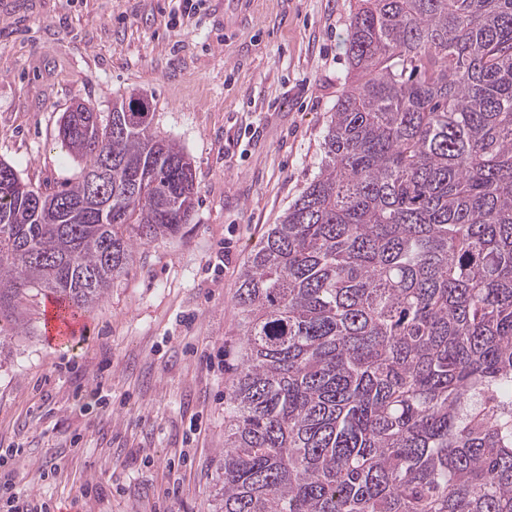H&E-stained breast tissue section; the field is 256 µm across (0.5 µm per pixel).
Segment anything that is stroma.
Here are the masks:
<instances>
[{"label":"stroma","instance_id":"1","mask_svg":"<svg viewBox=\"0 0 512 512\" xmlns=\"http://www.w3.org/2000/svg\"><path fill=\"white\" fill-rule=\"evenodd\" d=\"M357 2L0 0V160L56 187L79 171L58 137L73 102L141 94L195 172L188 224L139 248L75 335L49 339L34 288L0 334V447L23 448L15 482L53 512H207L239 274L319 171Z\"/></svg>","mask_w":512,"mask_h":512}]
</instances>
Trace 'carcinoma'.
I'll return each instance as SVG.
<instances>
[{
  "label": "carcinoma",
  "mask_w": 512,
  "mask_h": 512,
  "mask_svg": "<svg viewBox=\"0 0 512 512\" xmlns=\"http://www.w3.org/2000/svg\"><path fill=\"white\" fill-rule=\"evenodd\" d=\"M347 56L319 172L239 275L211 512H512V0H360ZM122 108L64 113L52 191L0 160V320L28 288L93 307L188 222V154Z\"/></svg>",
  "instance_id": "1"
}]
</instances>
